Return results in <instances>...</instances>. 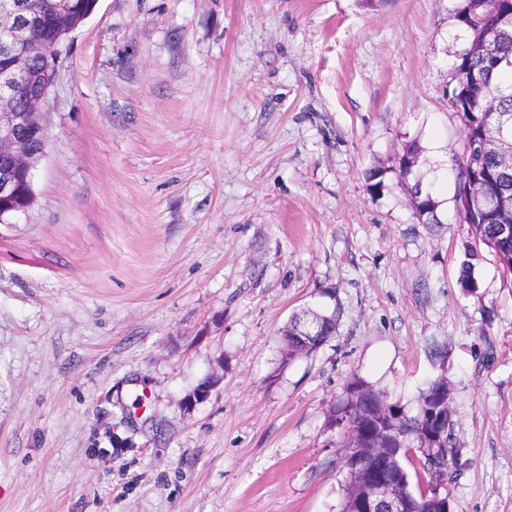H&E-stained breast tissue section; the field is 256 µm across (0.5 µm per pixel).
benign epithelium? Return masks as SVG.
I'll list each match as a JSON object with an SVG mask.
<instances>
[{
	"label": "benign epithelium",
	"mask_w": 512,
	"mask_h": 512,
	"mask_svg": "<svg viewBox=\"0 0 512 512\" xmlns=\"http://www.w3.org/2000/svg\"><path fill=\"white\" fill-rule=\"evenodd\" d=\"M55 23L64 33L71 16V0H51ZM24 6L6 4L0 7V224H10L26 212L33 200V172L45 156L48 135L43 114L50 106V85L28 88L29 61L33 54L28 24L22 20ZM485 29L476 33L470 47L494 59L496 65L512 63L496 57L495 40L512 29V0H490L486 4ZM492 151L504 165L512 168V133L498 130L493 137L474 138L466 135L463 153ZM468 189L458 192L465 207L460 209L463 222L470 223L474 214H502L512 197L501 181L487 176L482 169H470L465 175ZM320 324L313 319L299 321L295 342L297 351H308L319 336ZM448 388L430 397L422 405L425 413L424 430L430 444L435 445L448 435ZM390 418L385 408L364 419L361 413L336 419L331 425L348 426L356 448L375 461L371 467H361L358 459L345 458L357 487L356 496L347 512H410L411 495L407 491L409 475L404 466L411 450L404 439L396 435L383 443L375 428Z\"/></svg>",
	"instance_id": "7a95c632"
}]
</instances>
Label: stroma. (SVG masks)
Wrapping results in <instances>:
<instances>
[{"instance_id": "35a3bbf8", "label": "stroma", "mask_w": 512, "mask_h": 512, "mask_svg": "<svg viewBox=\"0 0 512 512\" xmlns=\"http://www.w3.org/2000/svg\"><path fill=\"white\" fill-rule=\"evenodd\" d=\"M463 4L98 0L0 224V512H340L354 380L411 415L447 381L453 512H512V281L483 249L459 282ZM308 310L336 333L286 360Z\"/></svg>"}]
</instances>
